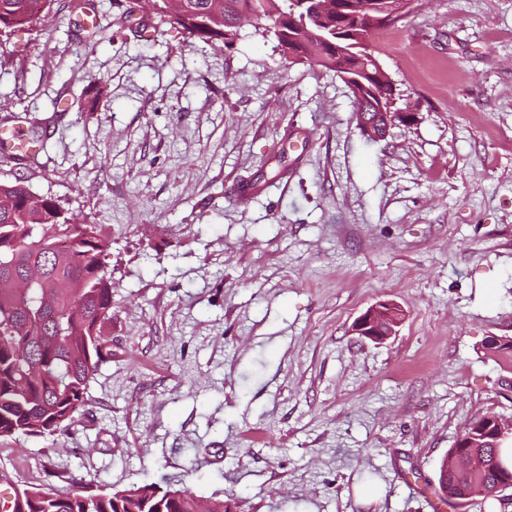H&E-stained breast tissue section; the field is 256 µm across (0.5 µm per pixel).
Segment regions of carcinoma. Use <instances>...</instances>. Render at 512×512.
Wrapping results in <instances>:
<instances>
[{
  "label": "carcinoma",
  "instance_id": "carcinoma-1",
  "mask_svg": "<svg viewBox=\"0 0 512 512\" xmlns=\"http://www.w3.org/2000/svg\"><path fill=\"white\" fill-rule=\"evenodd\" d=\"M53 0H0V34L37 24ZM163 24L190 38L233 45L243 23L271 35L288 52L307 49L310 63L351 71L373 57L369 43L336 60V15L300 14L296 0H151ZM23 181L0 183V437L65 438L88 405L90 379L103 359L106 327L112 320L110 243L93 224H75L56 200L26 206ZM502 440L479 439L473 448L454 446L441 467L438 489L450 502L463 488L471 495L512 479L499 458ZM72 491L51 484L15 490L20 506L11 512H198L199 500L186 487L155 484L123 490L97 489L71 474Z\"/></svg>",
  "mask_w": 512,
  "mask_h": 512
}]
</instances>
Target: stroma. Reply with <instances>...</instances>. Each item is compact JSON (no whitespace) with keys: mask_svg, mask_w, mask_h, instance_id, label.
Wrapping results in <instances>:
<instances>
[{"mask_svg":"<svg viewBox=\"0 0 512 512\" xmlns=\"http://www.w3.org/2000/svg\"><path fill=\"white\" fill-rule=\"evenodd\" d=\"M70 0L0 45V156L111 243L112 320L70 437L0 439V481H183L233 512H433L461 427L512 417V0H412L370 40L409 124L370 140L335 72L244 25L186 37ZM97 79L103 96L82 95ZM385 343L351 331L379 300ZM0 151L4 156L30 157L36 152L16 129H0ZM403 321L402 309L391 300H379L353 322L352 331L361 338L382 343L396 335Z\"/></svg>","mask_w":512,"mask_h":512,"instance_id":"1","label":"stroma"}]
</instances>
